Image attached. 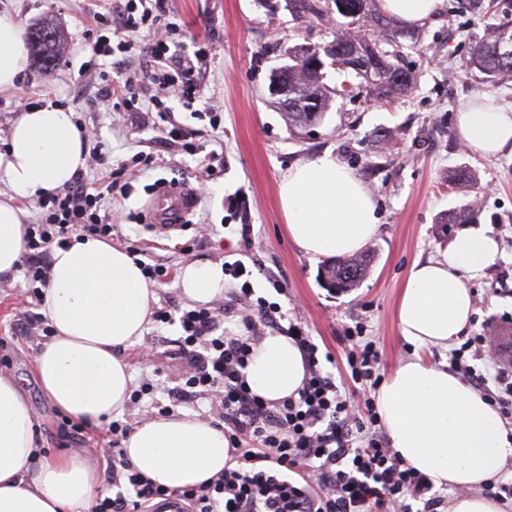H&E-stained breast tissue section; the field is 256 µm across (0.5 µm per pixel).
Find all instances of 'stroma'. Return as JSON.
Wrapping results in <instances>:
<instances>
[{"label":"stroma","instance_id":"stroma-1","mask_svg":"<svg viewBox=\"0 0 512 512\" xmlns=\"http://www.w3.org/2000/svg\"><path fill=\"white\" fill-rule=\"evenodd\" d=\"M447 3L438 19L419 27L420 45L403 43L401 62L416 74L406 93L389 101L364 92L351 99L337 96L321 124L293 130L268 90L269 75L286 64L289 47L331 40L335 17L298 20L284 6L270 15L257 0H168L170 21L185 31L184 50L205 58L202 86L211 109L191 112L176 94L168 104L180 124L201 130L200 150H223V169L202 180L197 157L161 148L159 117L132 123L104 104L80 114L89 146L101 148L132 185L129 198L113 206L122 215L119 231L143 236L152 258L171 269L168 282L155 288V308H192L177 280L187 263L240 259L253 272L256 294L279 303L320 352L331 354L324 369L337 382H344L348 372L343 338L355 328L375 343L380 368L388 373L413 354L395 314L408 271L415 261L447 247L461 230L449 223V214L471 205L474 224L492 227L501 256L469 282L475 314L467 333L512 348V154L478 157L456 131V114L470 99L486 94L512 105V77L489 87L479 71L467 66L476 42L499 27H512V0ZM103 9L102 0H0V12L15 15L23 29L48 20L66 38L53 68L29 62L16 88L0 91V146L9 137L20 98L39 106L71 99L79 91L93 96L94 74L100 70L109 72L113 83L123 82L127 68L111 57L92 58L83 38L94 13ZM142 151L156 158L144 171L132 163ZM327 151L357 172L381 216L378 235L362 250L370 259L369 271L357 288L342 294L327 288L324 262L310 261L289 241L278 199L283 173ZM460 169L473 173L474 182L449 183V173ZM201 181L206 191L190 214L191 227L168 236L147 231L155 184L193 188ZM199 222L213 225V233L200 237L194 230ZM245 224L252 227L246 251L240 246ZM187 242L192 248L186 252ZM24 291L23 275L0 278V373L21 384L37 416L42 458L75 450L99 455L106 430L86 427L78 433L64 427L62 413L50 406L34 378L32 358L44 341L42 333L13 336L25 310ZM177 336L176 328L150 321L142 336L121 350L133 386L146 379L157 385L141 402L126 406L122 418L131 425L156 416L157 404L167 403L168 389L177 385V366L163 355Z\"/></svg>","mask_w":512,"mask_h":512}]
</instances>
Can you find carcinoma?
<instances>
[{"mask_svg": "<svg viewBox=\"0 0 512 512\" xmlns=\"http://www.w3.org/2000/svg\"><path fill=\"white\" fill-rule=\"evenodd\" d=\"M372 0H287L288 10L298 19L337 13L351 19L363 35L349 37L336 32L332 40L314 46L288 49L290 63L275 68L270 81L288 87V94L295 101L288 112L290 126L306 128L316 125L330 107L332 95L346 96L352 87L344 85L332 92L324 84V69L331 67L339 72H353L362 79L369 91L388 100L407 90L414 82V75L400 64L403 32L371 9ZM38 37L40 45L33 50L36 58L47 68L59 56L62 32L49 23L34 27L30 37ZM468 64L477 68L485 78L512 76V28L502 27L493 38L475 44ZM367 271L366 262L359 258L342 259L328 265L324 278L336 283L340 292L356 287Z\"/></svg>", "mask_w": 512, "mask_h": 512, "instance_id": "cac0c4a2", "label": "carcinoma"}]
</instances>
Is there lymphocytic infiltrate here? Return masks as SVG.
<instances>
[{"label": "lymphocytic infiltrate", "mask_w": 512, "mask_h": 512, "mask_svg": "<svg viewBox=\"0 0 512 512\" xmlns=\"http://www.w3.org/2000/svg\"><path fill=\"white\" fill-rule=\"evenodd\" d=\"M167 0H116L111 10L94 16L93 56H110L134 49L148 34V60L123 83L113 84L101 73L98 100L145 118L171 112L168 94L179 90L186 106L202 99L201 53L175 52L178 32L166 19ZM125 189L107 179L90 189L83 176L39 199L36 223L25 229L22 268L32 301H39L49 280L53 246L79 233L111 240L114 226L105 199ZM225 273L243 279L240 293L224 304L223 315L207 308L158 309L154 322L175 325L180 334L173 357L182 370L169 404L208 395L214 416L224 427L232 448L231 464L207 483L182 490L190 512H440L447 496L436 493L425 475L399 460L389 446L372 398L355 399L342 391L332 373L324 371L319 348L305 332L286 325L280 305L256 295L245 282L241 261L224 266ZM225 317L239 318L244 331L222 330ZM288 331L306 363V377L296 395L271 402L255 394L243 371L264 330ZM347 364L352 384L378 385L380 354L373 343L350 336ZM486 338L471 336L455 349L451 360L463 379L481 390L502 414L512 415V356L488 350ZM108 447L112 465L108 482L112 495L96 499L92 512H145L149 503L172 496L136 471L121 447L129 426L112 422Z\"/></svg>", "instance_id": "lymphocytic-infiltrate-1"}]
</instances>
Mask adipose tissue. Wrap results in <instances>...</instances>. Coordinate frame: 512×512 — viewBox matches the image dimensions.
Segmentation results:
<instances>
[{"instance_id": "adipose-tissue-1", "label": "adipose tissue", "mask_w": 512, "mask_h": 512, "mask_svg": "<svg viewBox=\"0 0 512 512\" xmlns=\"http://www.w3.org/2000/svg\"><path fill=\"white\" fill-rule=\"evenodd\" d=\"M446 0H376V10L397 26L437 18ZM28 64L21 26L0 13V90L13 88ZM456 129L471 152L493 157L512 150V106L483 100L465 105ZM88 147L71 110L51 104L16 117L4 150L0 180V276L16 272L24 253L26 213L20 200L55 192L84 168ZM290 241L309 260L347 256L376 235L375 201L356 172L331 153L291 167L278 184ZM498 244L490 229L458 233L437 257L415 262L400 292L396 319L416 347L448 348L474 313L468 279L492 265ZM218 262H191L180 273L181 291L203 305L223 296ZM42 312L54 330L36 351L39 385L58 412L100 427L122 414L131 376L121 348L141 336L155 291L128 251L85 236L53 247ZM306 375L292 339L264 337L245 370L252 391L279 401L297 393ZM376 406L399 458L435 486L458 489L450 512H503L471 487L498 475L512 455V434L485 396L448 369L413 357L380 384ZM38 422L19 383L0 376V512H88L102 483L100 462L68 453L33 465ZM125 454L145 477L168 488L190 489L223 471L230 458L224 430L198 418L158 417L137 426Z\"/></svg>"}]
</instances>
